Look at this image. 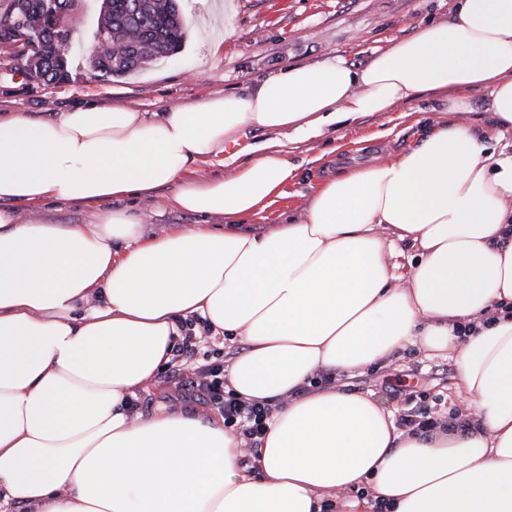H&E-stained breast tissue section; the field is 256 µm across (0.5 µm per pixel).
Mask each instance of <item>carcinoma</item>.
Instances as JSON below:
<instances>
[{"label":"carcinoma","instance_id":"obj_1","mask_svg":"<svg viewBox=\"0 0 512 512\" xmlns=\"http://www.w3.org/2000/svg\"><path fill=\"white\" fill-rule=\"evenodd\" d=\"M175 5L176 0H112V6L102 13L97 32V76L109 77L114 73L109 50L114 41H124L131 47L123 58L127 73L152 63L171 49L178 50L186 29ZM41 33L47 44L42 74L47 83H58L64 72L65 56L52 50V37L47 29H41Z\"/></svg>","mask_w":512,"mask_h":512}]
</instances>
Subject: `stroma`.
Returning <instances> with one entry per match:
<instances>
[{
    "mask_svg": "<svg viewBox=\"0 0 512 512\" xmlns=\"http://www.w3.org/2000/svg\"><path fill=\"white\" fill-rule=\"evenodd\" d=\"M232 13L223 15L224 42L213 49L211 0H178L186 23L181 50L157 60L145 69L102 80L93 74L90 58L97 45L101 0H77L69 16L76 32L68 69L69 81L39 84L27 81L16 62L0 51V113L23 111L48 118L79 104H123L144 112H161L201 101L213 94L246 91L255 81L278 72L289 63H315L340 55L354 66L369 62L376 51L410 36L422 21L446 19L452 0H231ZM435 101L421 97L390 112L364 116L355 124L327 128L319 137L291 145L287 154L296 165L295 177L260 216L242 222L244 232L260 235L279 222L283 213L300 207L313 188L334 171L339 160L365 163L389 158L416 144L414 123L421 113L431 112ZM171 187L138 201L150 217L153 232L174 225L197 223L195 215L165 206ZM26 220L57 224H85L92 220V206L79 202H52L39 208L21 206ZM222 337H209L193 357H173L167 367L140 391L134 403L139 413L183 406L204 416L218 415L186 397L185 382L194 380L203 365L223 367L240 353ZM456 366L452 360L415 354L392 356L388 364L364 376L349 379L350 389L375 391L394 413L405 408L440 404L442 413L463 410L454 388Z\"/></svg>",
    "mask_w": 512,
    "mask_h": 512,
    "instance_id": "1",
    "label": "stroma"
}]
</instances>
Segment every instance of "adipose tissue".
<instances>
[{
	"mask_svg": "<svg viewBox=\"0 0 512 512\" xmlns=\"http://www.w3.org/2000/svg\"><path fill=\"white\" fill-rule=\"evenodd\" d=\"M427 94L451 118L414 148L337 168L263 235L236 229L293 178L286 142ZM250 126L271 137L247 161L191 177ZM509 130L512 0H453L365 66L290 65L159 114H0V512H323L342 495L353 512H512ZM169 184L167 206L202 221L150 233L128 201ZM52 201L96 218L20 223L16 204ZM192 317L245 346L227 391L287 401L252 456L223 419L133 408ZM412 347L455 362L468 426L413 435L373 390L335 384Z\"/></svg>",
	"mask_w": 512,
	"mask_h": 512,
	"instance_id": "1",
	"label": "adipose tissue"
}]
</instances>
